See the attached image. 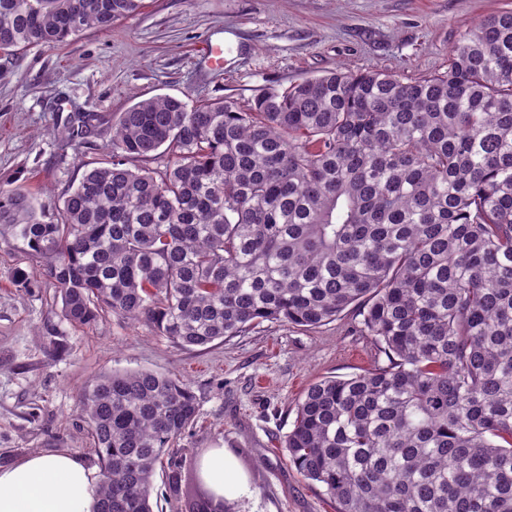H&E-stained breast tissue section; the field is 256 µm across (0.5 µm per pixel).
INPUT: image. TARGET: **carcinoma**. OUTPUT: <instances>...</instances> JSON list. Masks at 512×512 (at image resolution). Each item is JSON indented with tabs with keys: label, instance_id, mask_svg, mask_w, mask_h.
Wrapping results in <instances>:
<instances>
[{
	"label": "carcinoma",
	"instance_id": "obj_1",
	"mask_svg": "<svg viewBox=\"0 0 512 512\" xmlns=\"http://www.w3.org/2000/svg\"><path fill=\"white\" fill-rule=\"evenodd\" d=\"M142 6L0 0V56ZM101 121L72 112L58 135ZM109 148L54 217L0 184V242L40 263L70 326L114 316L193 348L357 306L388 363L310 385L289 464L336 512H512L511 9L454 43L444 72H329L247 101L159 95L113 117ZM79 413L96 512H152L157 466L197 419L189 385L103 374ZM164 464L177 500L180 464ZM196 481L188 512H233Z\"/></svg>",
	"mask_w": 512,
	"mask_h": 512
}]
</instances>
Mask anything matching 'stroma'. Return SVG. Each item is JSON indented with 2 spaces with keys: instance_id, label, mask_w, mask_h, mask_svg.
<instances>
[{
  "instance_id": "35a3bbf8",
  "label": "stroma",
  "mask_w": 512,
  "mask_h": 512,
  "mask_svg": "<svg viewBox=\"0 0 512 512\" xmlns=\"http://www.w3.org/2000/svg\"><path fill=\"white\" fill-rule=\"evenodd\" d=\"M510 8L512 0H145L112 29L0 58V182L50 203L105 159L106 131L80 146L59 140L56 126L69 113L109 116L157 95L247 99L336 70L428 76L446 70L450 47L475 22ZM207 41L221 47L223 66L196 56ZM28 264L20 251H0V466L38 452L97 469L81 391L112 371L149 369L183 378L196 396L197 423L178 445L184 477L195 459L232 448L247 477L238 512H336L283 445L312 383L386 364L360 334L358 309L315 329L266 321L188 350L113 317L71 327L43 272L15 284L14 267Z\"/></svg>"
}]
</instances>
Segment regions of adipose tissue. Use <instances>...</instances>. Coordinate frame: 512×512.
Returning a JSON list of instances; mask_svg holds the SVG:
<instances>
[{"label":"adipose tissue","instance_id":"ef3b65f1","mask_svg":"<svg viewBox=\"0 0 512 512\" xmlns=\"http://www.w3.org/2000/svg\"><path fill=\"white\" fill-rule=\"evenodd\" d=\"M201 475L219 496H233L245 479L234 458L214 449ZM97 476L68 453H33L17 464L0 466V512H94Z\"/></svg>","mask_w":512,"mask_h":512}]
</instances>
